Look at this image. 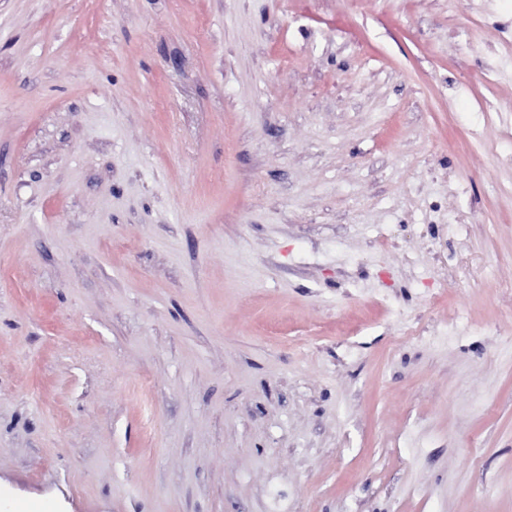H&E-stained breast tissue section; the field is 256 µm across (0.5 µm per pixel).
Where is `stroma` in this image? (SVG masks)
<instances>
[{"label":"stroma","instance_id":"35a3bbf8","mask_svg":"<svg viewBox=\"0 0 512 512\" xmlns=\"http://www.w3.org/2000/svg\"><path fill=\"white\" fill-rule=\"evenodd\" d=\"M512 0H0V512H512Z\"/></svg>","mask_w":512,"mask_h":512}]
</instances>
